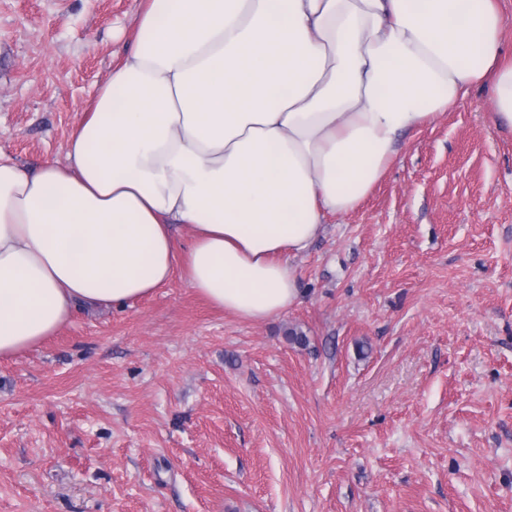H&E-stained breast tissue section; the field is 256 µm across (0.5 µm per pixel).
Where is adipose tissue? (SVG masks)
I'll use <instances>...</instances> for the list:
<instances>
[{
	"mask_svg": "<svg viewBox=\"0 0 512 512\" xmlns=\"http://www.w3.org/2000/svg\"><path fill=\"white\" fill-rule=\"evenodd\" d=\"M503 27L499 0H148L66 164L0 154V360L178 274L239 318L280 315L294 258L403 133L479 86L512 128Z\"/></svg>",
	"mask_w": 512,
	"mask_h": 512,
	"instance_id": "ef3b65f1",
	"label": "adipose tissue"
}]
</instances>
